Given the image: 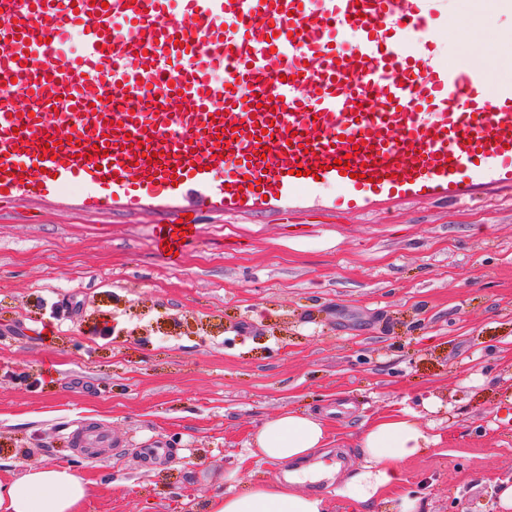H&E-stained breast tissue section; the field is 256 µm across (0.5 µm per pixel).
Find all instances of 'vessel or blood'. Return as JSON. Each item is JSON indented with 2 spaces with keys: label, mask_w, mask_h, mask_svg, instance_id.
<instances>
[{
  "label": "vessel or blood",
  "mask_w": 512,
  "mask_h": 512,
  "mask_svg": "<svg viewBox=\"0 0 512 512\" xmlns=\"http://www.w3.org/2000/svg\"><path fill=\"white\" fill-rule=\"evenodd\" d=\"M434 2L0 0V201L248 213L333 183L331 209L372 211L511 187L512 83L440 61Z\"/></svg>",
  "instance_id": "vessel-or-blood-1"
}]
</instances>
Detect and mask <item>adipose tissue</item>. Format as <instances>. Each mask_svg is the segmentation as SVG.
I'll return each instance as SVG.
<instances>
[{"label":"adipose tissue","instance_id":"1","mask_svg":"<svg viewBox=\"0 0 512 512\" xmlns=\"http://www.w3.org/2000/svg\"><path fill=\"white\" fill-rule=\"evenodd\" d=\"M430 439L411 410L379 418L360 435L361 463L339 473L334 497L300 491L309 472L294 467L328 448L326 421L321 413L281 412L254 434L260 457L286 467L284 478L254 486L240 494H218L208 512H334L343 501L353 512L372 504L390 503L394 512H422L420 497L398 493L402 464L420 455ZM90 495L88 483L74 465L33 469L12 480H0V512H77Z\"/></svg>","mask_w":512,"mask_h":512}]
</instances>
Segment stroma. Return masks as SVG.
I'll return each mask as SVG.
<instances>
[{
    "instance_id": "stroma-1",
    "label": "stroma",
    "mask_w": 512,
    "mask_h": 512,
    "mask_svg": "<svg viewBox=\"0 0 512 512\" xmlns=\"http://www.w3.org/2000/svg\"><path fill=\"white\" fill-rule=\"evenodd\" d=\"M440 0L443 61L512 82V13ZM297 216L214 215L157 248L166 216L0 202V477L82 463V512H206L280 475L252 435L326 412L324 465H358L364 423L418 412L403 466L425 512H501L512 479V191ZM112 445L86 459L71 433Z\"/></svg>"
}]
</instances>
